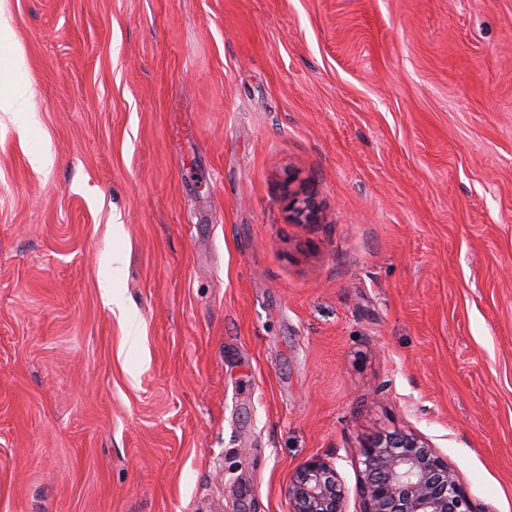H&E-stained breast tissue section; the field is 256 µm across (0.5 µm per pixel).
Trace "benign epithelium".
Here are the masks:
<instances>
[{
	"mask_svg": "<svg viewBox=\"0 0 512 512\" xmlns=\"http://www.w3.org/2000/svg\"><path fill=\"white\" fill-rule=\"evenodd\" d=\"M364 512H475L456 472L424 438L381 433L359 450ZM292 512H343L345 489L322 457L300 464L288 483Z\"/></svg>",
	"mask_w": 512,
	"mask_h": 512,
	"instance_id": "obj_1",
	"label": "benign epithelium"
}]
</instances>
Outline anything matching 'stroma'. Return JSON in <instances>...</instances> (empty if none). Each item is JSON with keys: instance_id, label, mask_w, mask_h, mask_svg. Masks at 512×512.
I'll return each instance as SVG.
<instances>
[{"instance_id": "obj_1", "label": "stroma", "mask_w": 512, "mask_h": 512, "mask_svg": "<svg viewBox=\"0 0 512 512\" xmlns=\"http://www.w3.org/2000/svg\"><path fill=\"white\" fill-rule=\"evenodd\" d=\"M0 19V512H363L395 430L512 512V0ZM27 92L25 81H16L9 92L0 95V112H21L25 106ZM288 498L292 512H343L345 489L335 465L316 456L296 468Z\"/></svg>"}]
</instances>
